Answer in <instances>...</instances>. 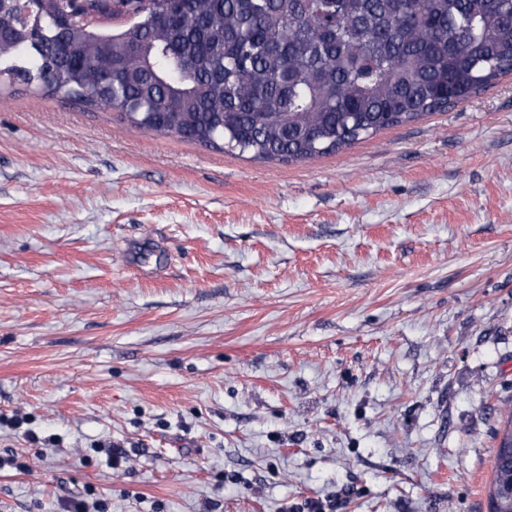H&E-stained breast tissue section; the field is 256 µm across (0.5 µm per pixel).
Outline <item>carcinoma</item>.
Returning <instances> with one entry per match:
<instances>
[{"instance_id":"1","label":"carcinoma","mask_w":512,"mask_h":512,"mask_svg":"<svg viewBox=\"0 0 512 512\" xmlns=\"http://www.w3.org/2000/svg\"><path fill=\"white\" fill-rule=\"evenodd\" d=\"M112 0L130 21L104 46L71 21L12 3L0 74L129 125L257 159L302 161L444 110L512 74V0ZM495 450L490 512H512V407Z\"/></svg>"}]
</instances>
